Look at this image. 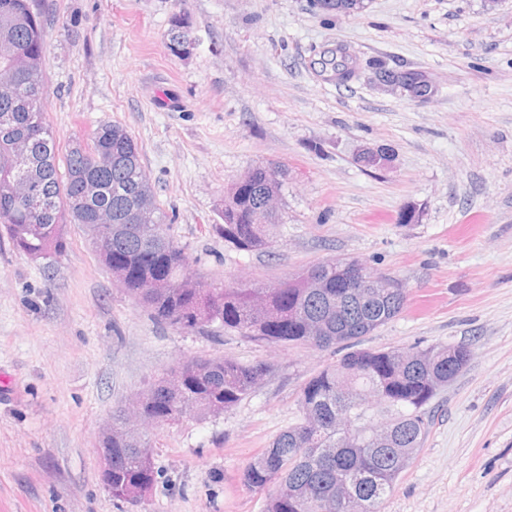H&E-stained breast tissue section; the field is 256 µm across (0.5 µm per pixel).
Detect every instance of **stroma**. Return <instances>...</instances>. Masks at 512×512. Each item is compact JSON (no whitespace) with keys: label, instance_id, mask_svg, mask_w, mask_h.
I'll return each mask as SVG.
<instances>
[{"label":"stroma","instance_id":"stroma-1","mask_svg":"<svg viewBox=\"0 0 512 512\" xmlns=\"http://www.w3.org/2000/svg\"><path fill=\"white\" fill-rule=\"evenodd\" d=\"M365 3L345 16L310 0H37L46 121L61 151L126 128L194 278L267 287L341 258L395 278L406 305L361 347L463 345L470 360L381 512H512V0ZM339 47L357 65L344 83L321 63ZM373 60L432 94L393 90ZM367 148L386 161L364 163ZM257 163L288 178L269 248L247 254L216 225ZM65 231L49 271L0 236V512H263L241 474L340 351L158 324L84 227ZM196 357L272 373L223 415L146 428L162 476L144 502L113 498L99 471L113 408Z\"/></svg>","mask_w":512,"mask_h":512}]
</instances>
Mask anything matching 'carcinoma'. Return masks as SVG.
Segmentation results:
<instances>
[{"label":"carcinoma","mask_w":512,"mask_h":512,"mask_svg":"<svg viewBox=\"0 0 512 512\" xmlns=\"http://www.w3.org/2000/svg\"><path fill=\"white\" fill-rule=\"evenodd\" d=\"M316 6L327 13L355 12L354 0H317ZM186 27V18L173 17L169 48L175 54L187 53L182 34ZM46 34L35 0H0V231L13 250L36 260L56 258L68 248L64 223L86 228L96 223L97 215L110 214L112 240L101 262L108 269L129 271L126 291L155 321L186 331L217 323L256 342L348 349L337 363L304 384L298 396L299 420L254 456L241 479L249 488L267 492L264 512H380L426 441L427 406L465 369L469 350L446 345L356 348L361 337L401 313L406 293L381 286L367 304L348 297L338 319L334 261L319 266L323 288L307 287L302 272L273 287L211 283L181 292L189 261L171 233L166 213L157 211L153 233L130 223L136 200L153 196V191L127 130L103 123L90 135L95 153L77 144L58 163L53 133L45 121L37 120L32 107L33 98L40 106L46 94L42 69L21 70L14 63L18 49L39 59ZM14 135L29 138L25 160L13 154ZM24 176L33 179L43 200V207L34 212L20 207L12 195L13 180ZM90 177L97 181L98 193L80 210L75 202ZM244 177L243 192L224 203V223L215 228L238 251L252 253L268 247L275 223V217L261 208L262 198L270 189L281 191L287 172L278 168L277 179L272 180L265 166L255 165ZM158 276L169 279L172 294L145 288ZM314 317L325 320V335H306V322ZM270 372V365L263 362L182 361L135 400L147 414V426L174 424L190 413L206 418L246 399ZM380 417L389 426L384 445L360 430ZM126 418L123 405L112 412L111 494L137 503L153 490L158 471L148 441L126 431Z\"/></svg>","instance_id":"cac0c4a2"}]
</instances>
